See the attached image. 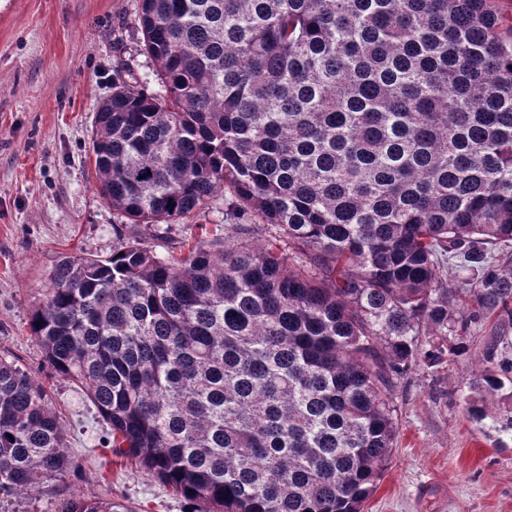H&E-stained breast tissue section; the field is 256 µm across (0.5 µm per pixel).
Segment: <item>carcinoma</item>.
<instances>
[{"instance_id": "carcinoma-1", "label": "carcinoma", "mask_w": 512, "mask_h": 512, "mask_svg": "<svg viewBox=\"0 0 512 512\" xmlns=\"http://www.w3.org/2000/svg\"><path fill=\"white\" fill-rule=\"evenodd\" d=\"M153 78L115 70L92 141L130 223L68 256L30 330L112 452L187 512H363L395 445L397 383L466 351L423 337L512 323V15L499 0H140ZM224 193L234 239L158 254L138 225ZM265 235L264 243L253 235ZM468 413L512 432V361ZM503 405L488 412L487 403ZM46 390L0 357V492L64 479ZM56 512H112L70 496Z\"/></svg>"}]
</instances>
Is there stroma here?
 <instances>
[{
  "label": "stroma",
  "instance_id": "35a3bbf8",
  "mask_svg": "<svg viewBox=\"0 0 512 512\" xmlns=\"http://www.w3.org/2000/svg\"><path fill=\"white\" fill-rule=\"evenodd\" d=\"M139 0H0V356L42 384L66 429L72 468L29 494L0 493V512H55L85 494L114 512H185L183 499L134 461L114 456L109 428L86 396L54 374L30 333L33 309L67 255L110 257L123 218L101 193L90 159L97 108L117 66L141 78ZM234 235L224 199L170 224L143 226L158 253L197 238ZM491 324L435 368L419 367L393 397L398 435L365 512H512V436L472 422L471 375L486 364Z\"/></svg>",
  "mask_w": 512,
  "mask_h": 512
}]
</instances>
